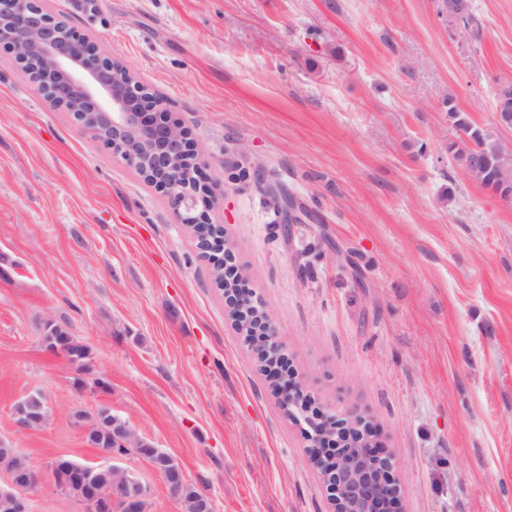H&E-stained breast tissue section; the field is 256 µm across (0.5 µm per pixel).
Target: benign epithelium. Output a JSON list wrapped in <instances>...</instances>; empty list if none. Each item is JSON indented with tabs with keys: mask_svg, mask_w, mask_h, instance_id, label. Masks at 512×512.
<instances>
[{
	"mask_svg": "<svg viewBox=\"0 0 512 512\" xmlns=\"http://www.w3.org/2000/svg\"><path fill=\"white\" fill-rule=\"evenodd\" d=\"M25 67L23 74L35 92L55 111L67 113L94 142L136 171L168 202L176 223L195 229L202 256L221 265L224 304L232 322L245 326L257 317L245 342L256 358L277 398L288 412L309 427V452L330 493L331 512H398L400 484L389 455L370 422L354 405L338 416L313 406L304 382L290 371L274 319L263 309L246 277L235 264L232 246L211 233L219 227L212 219L218 206L205 161L190 130L172 115L167 100L149 90L122 60L106 53L99 42L78 32L70 21L45 7V0H0V50ZM135 452L166 485L186 483L180 464L164 450L126 426L123 436L105 450L114 464L103 466L126 484V509L104 489L82 497L87 512H133V505L149 495L145 483L117 464ZM72 466L65 459L50 465L54 489L70 493L63 484ZM42 472L31 465L9 474L0 486V512H29L27 494L42 485Z\"/></svg>",
	"mask_w": 512,
	"mask_h": 512,
	"instance_id": "obj_1",
	"label": "benign epithelium"
}]
</instances>
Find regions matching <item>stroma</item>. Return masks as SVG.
<instances>
[{
    "label": "stroma",
    "instance_id": "35a3bbf8",
    "mask_svg": "<svg viewBox=\"0 0 512 512\" xmlns=\"http://www.w3.org/2000/svg\"><path fill=\"white\" fill-rule=\"evenodd\" d=\"M46 0L125 61L201 149L249 286L318 406L355 405L400 512H512V202L448 153L447 102L512 149V0ZM244 181L231 180L238 169ZM303 208L274 226L273 198ZM0 441L47 470L105 463L71 415L107 407L215 512H329L166 200L0 51ZM92 353L45 350L46 317ZM41 394L45 426L14 407ZM53 319L51 316L46 317L43 324V333H46L47 336H44V340L48 341L51 338L53 339V343L51 346H58L56 350L59 352V346L63 343L66 344L64 347L63 354L72 364L76 365L79 372H83L84 374H91L92 366H91V353L89 346L83 344L80 340L74 336L69 326L64 322L55 321L56 330L58 332V336H51ZM72 335V336H71ZM74 339L78 343L74 348L69 346V341Z\"/></svg>",
    "mask_w": 512,
    "mask_h": 512
}]
</instances>
